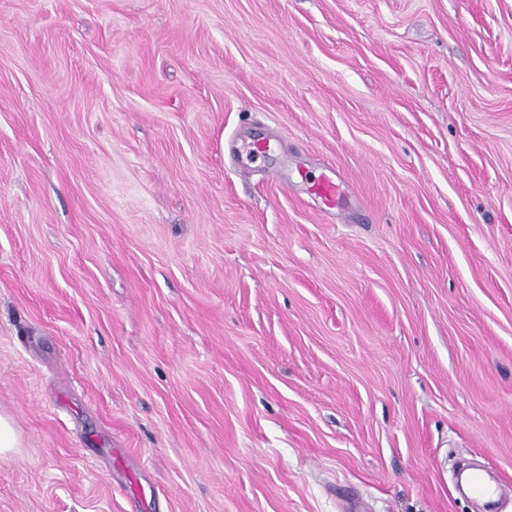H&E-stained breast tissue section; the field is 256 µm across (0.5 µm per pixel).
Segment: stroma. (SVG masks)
<instances>
[{
  "label": "stroma",
  "instance_id": "1",
  "mask_svg": "<svg viewBox=\"0 0 512 512\" xmlns=\"http://www.w3.org/2000/svg\"><path fill=\"white\" fill-rule=\"evenodd\" d=\"M1 413L0 512L512 486V0H0ZM311 191L320 197L328 206L339 205L342 200L340 181L332 177H321L313 182ZM15 448L19 438L10 417L0 414V459H5Z\"/></svg>",
  "mask_w": 512,
  "mask_h": 512
}]
</instances>
